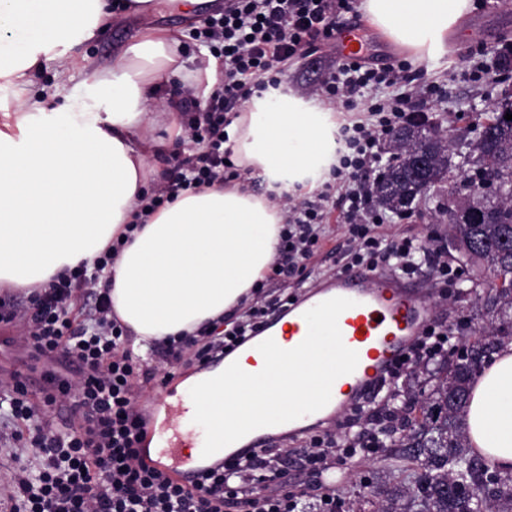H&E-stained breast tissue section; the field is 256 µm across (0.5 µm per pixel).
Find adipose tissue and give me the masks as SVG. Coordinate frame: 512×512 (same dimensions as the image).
I'll return each mask as SVG.
<instances>
[{
  "instance_id": "obj_1",
  "label": "adipose tissue",
  "mask_w": 512,
  "mask_h": 512,
  "mask_svg": "<svg viewBox=\"0 0 512 512\" xmlns=\"http://www.w3.org/2000/svg\"><path fill=\"white\" fill-rule=\"evenodd\" d=\"M471 0H363L371 24L421 64L445 53ZM108 0H0V83L24 87L61 48L94 37ZM142 7L136 40L92 73L85 94L47 108L34 97L0 113V285L32 290L93 261L133 220L148 193V159L185 136L156 88L177 77L217 83L186 68L172 32ZM240 177L185 192L134 230L112 265V308L137 344L193 332L239 308L278 257L282 208L295 186L312 192L336 161V116L291 91L252 96L226 128ZM264 185L255 192L253 181ZM464 423L472 449L512 473V343L475 380Z\"/></svg>"
}]
</instances>
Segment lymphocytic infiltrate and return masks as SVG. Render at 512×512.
<instances>
[{
  "instance_id": "obj_1",
  "label": "lymphocytic infiltrate",
  "mask_w": 512,
  "mask_h": 512,
  "mask_svg": "<svg viewBox=\"0 0 512 512\" xmlns=\"http://www.w3.org/2000/svg\"><path fill=\"white\" fill-rule=\"evenodd\" d=\"M354 10V0H224L223 11L207 17L193 34L224 62V76L207 100H191L182 108L196 149L177 159L174 175L154 186L136 223H147L181 193L237 178L224 149L229 114L251 96L278 88L299 57L333 46L342 17ZM411 81L405 62L375 69L350 59L341 60L325 78L320 94L341 101L349 114L341 127L343 148L330 171L334 188L312 200L284 198L287 217L279 234V259L256 282L253 304L231 329L219 330L211 321L195 334L154 341L150 351L155 365L148 371L127 343L129 330L112 310L107 285H89L86 266L54 277L33 296L21 315L28 325L29 349L33 358L50 361L52 367L43 374L40 401L30 398L20 379L0 392V421L24 427L38 471L19 467L8 495L0 499V512H224L234 506L243 512H299L297 496L281 480L284 450L276 442L202 470L191 488L150 466L142 446L146 420L138 402L152 374L170 380L184 360L207 366L284 307V300L271 298L270 287L292 282L320 248L331 202H338L349 234V248L336 257L340 269L364 265L415 275L428 267L434 280L448 278V264L432 255L425 242L381 233L390 217L372 196L385 145L414 113L404 91ZM373 84L395 86L399 92L371 98L366 108H358V97ZM447 345L446 330L427 326L391 378L430 363ZM64 399L72 405L70 423L62 429L46 410ZM395 418L386 396L375 412L357 406L348 418L355 433L312 436L300 460L328 472L356 451L377 452L383 423Z\"/></svg>"
}]
</instances>
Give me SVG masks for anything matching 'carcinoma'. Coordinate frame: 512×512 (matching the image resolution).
Segmentation results:
<instances>
[{"label": "carcinoma", "mask_w": 512, "mask_h": 512, "mask_svg": "<svg viewBox=\"0 0 512 512\" xmlns=\"http://www.w3.org/2000/svg\"><path fill=\"white\" fill-rule=\"evenodd\" d=\"M512 103L504 102L467 135L430 140L435 124L423 117L395 130L389 144L394 157L376 183L375 203L396 214L421 200L412 149L428 145L426 180L443 185L454 178L472 191L448 202L435 217L448 221L453 248L475 275L488 282L476 296L483 324L472 338L448 347L433 384L421 399L393 394L397 421L387 429V455L415 469L410 486L385 490L374 512H512V474L504 475L470 449L463 416L473 383L472 367L487 363L512 341ZM490 178L495 192L483 194Z\"/></svg>", "instance_id": "cac0c4a2"}]
</instances>
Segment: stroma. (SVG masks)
<instances>
[{
    "mask_svg": "<svg viewBox=\"0 0 512 512\" xmlns=\"http://www.w3.org/2000/svg\"><path fill=\"white\" fill-rule=\"evenodd\" d=\"M472 8L465 18L464 35L451 40L447 51L435 60L412 65L410 72L416 82H433L443 86L445 93L437 97H413L416 110L430 113L442 129L457 132L482 121L490 112L505 87L506 80H512V71H492L482 78L473 76V54L488 49L505 52L512 46L502 41L504 32L512 33V9L491 7L490 0H471ZM154 25L170 30L179 41L178 52L187 68L202 70L208 65L210 53L199 42L189 38L188 33L202 23L201 12L185 17L181 12L166 4H159L152 15ZM141 20L127 12L113 10L99 25L94 38L68 48L69 56L83 59L88 69L100 71L108 67L117 50L132 40L139 32ZM336 62L333 49L323 48L316 53L301 57L289 67L286 85L290 91L320 87L331 65ZM81 79L79 73L60 74L56 63L49 62L32 78L28 90L31 95L44 100L54 108L65 102L70 89ZM440 200L439 194H432L425 202L405 219H393L383 230L397 237H414L423 240L435 251L443 253L451 266H458L457 253L448 249V226L437 221L434 213ZM340 210H333L328 217V236L322 249L308 262L303 272L305 291H313L336 274V253L346 246L342 231ZM466 280H458L454 289L446 295L437 296L431 319L456 327L458 334H466V325L474 313L473 297H460L459 289L469 288ZM24 333L14 329L9 342L0 344V380H9L16 374L28 377L31 394H38L40 383L36 374L30 373V357L23 347ZM307 436L288 440L289 451L286 464L288 488L300 493L301 503L317 507L320 500L335 493L344 501L347 512H372V490L394 485L408 484L407 473L386 460L384 452L372 455H358L338 463L332 475H324L313 468L301 466L296 453L305 447Z\"/></svg>",
    "mask_w": 512,
    "mask_h": 512,
    "instance_id": "stroma-1",
    "label": "stroma"
}]
</instances>
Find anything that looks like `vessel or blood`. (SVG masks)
<instances>
[{"mask_svg": "<svg viewBox=\"0 0 512 512\" xmlns=\"http://www.w3.org/2000/svg\"><path fill=\"white\" fill-rule=\"evenodd\" d=\"M364 53L362 31L343 30L336 40L337 57L358 59ZM334 297L354 302L340 315L338 326L344 344L357 352L358 364L351 374L335 380L330 402L316 413L320 420L374 398L382 379L407 354L413 339L428 324L433 292L417 281L384 271L353 270L290 306L287 316L272 317L261 332V339L284 335L289 347L298 346L308 332L305 312ZM169 397L164 387L155 397L156 409L170 413L171 418L148 435L149 440L159 444L154 464L190 487L198 473L193 452L203 447L205 435L188 408L170 402Z\"/></svg>", "mask_w": 512, "mask_h": 512, "instance_id": "b4317fda", "label": "vessel or blood"}]
</instances>
